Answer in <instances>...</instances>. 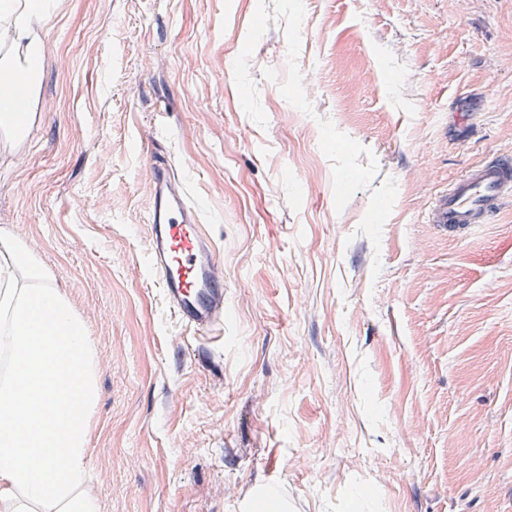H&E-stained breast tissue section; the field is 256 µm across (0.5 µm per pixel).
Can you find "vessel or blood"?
Listing matches in <instances>:
<instances>
[{"instance_id":"vessel-or-blood-1","label":"vessel or blood","mask_w":512,"mask_h":512,"mask_svg":"<svg viewBox=\"0 0 512 512\" xmlns=\"http://www.w3.org/2000/svg\"><path fill=\"white\" fill-rule=\"evenodd\" d=\"M150 250L164 299L180 324L202 338L224 325V272L201 222L198 208L169 164L149 153ZM512 199V155H498L467 167L436 199L430 223L464 235L493 223Z\"/></svg>"}]
</instances>
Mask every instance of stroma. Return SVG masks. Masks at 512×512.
Wrapping results in <instances>:
<instances>
[{"mask_svg": "<svg viewBox=\"0 0 512 512\" xmlns=\"http://www.w3.org/2000/svg\"><path fill=\"white\" fill-rule=\"evenodd\" d=\"M0 236L97 346L101 512H512V0H55ZM168 112H160V104ZM162 138L224 267V337L146 264ZM512 198V155H498L454 176L436 199L431 224L449 235H464L492 224L503 203Z\"/></svg>", "mask_w": 512, "mask_h": 512, "instance_id": "stroma-1", "label": "stroma"}]
</instances>
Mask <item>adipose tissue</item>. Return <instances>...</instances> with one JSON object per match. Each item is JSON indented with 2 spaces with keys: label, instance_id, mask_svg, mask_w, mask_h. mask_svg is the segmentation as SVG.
I'll return each mask as SVG.
<instances>
[{
  "label": "adipose tissue",
  "instance_id": "ef3b65f1",
  "mask_svg": "<svg viewBox=\"0 0 512 512\" xmlns=\"http://www.w3.org/2000/svg\"><path fill=\"white\" fill-rule=\"evenodd\" d=\"M55 0H0V38L30 65L0 95V125L26 127L16 108L35 79L43 47L32 15ZM57 344H48V337ZM0 512H100L91 490L87 429L97 400L96 349L81 320L47 285L21 243L0 241Z\"/></svg>",
  "mask_w": 512,
  "mask_h": 512
}]
</instances>
